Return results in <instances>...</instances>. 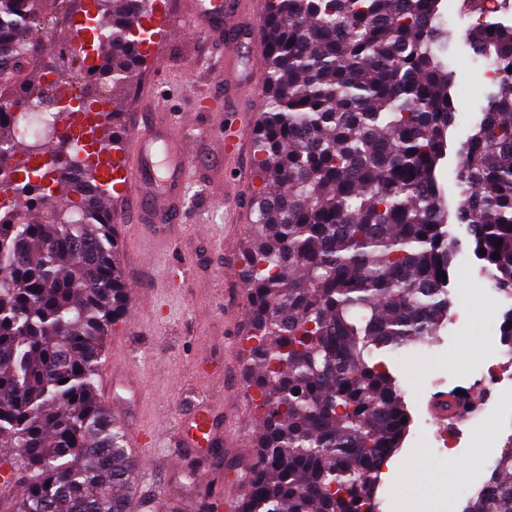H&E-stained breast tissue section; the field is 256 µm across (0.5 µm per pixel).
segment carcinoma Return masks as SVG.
<instances>
[{"label": "carcinoma", "mask_w": 512, "mask_h": 512, "mask_svg": "<svg viewBox=\"0 0 512 512\" xmlns=\"http://www.w3.org/2000/svg\"><path fill=\"white\" fill-rule=\"evenodd\" d=\"M49 0H0V99L28 75L24 30ZM90 0L112 106L135 77L147 3ZM443 0H268L261 20L268 108L255 141V234L237 256L248 303L247 388L257 465L235 512H376L382 466L408 424L378 356L434 342L452 300L466 224L478 258L512 290V26L479 16L462 38L497 77L473 133L455 149L461 200L438 182L455 125V73L441 54ZM18 137L0 111V188L19 181ZM25 179L61 203L32 220L0 202V466L32 474L11 512H130L136 467L96 379L109 328L130 303L98 165L74 159ZM485 254H480V250ZM499 258L494 259L492 255ZM66 383H60V380ZM464 512H512V445Z\"/></svg>", "instance_id": "1"}]
</instances>
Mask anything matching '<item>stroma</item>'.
Masks as SVG:
<instances>
[{"instance_id":"obj_1","label":"stroma","mask_w":512,"mask_h":512,"mask_svg":"<svg viewBox=\"0 0 512 512\" xmlns=\"http://www.w3.org/2000/svg\"><path fill=\"white\" fill-rule=\"evenodd\" d=\"M443 17L450 35L448 64L455 69L458 87L454 99L458 121L448 131L450 145L471 133L487 103L493 85L484 76L487 59L475 56L462 40L475 15L462 0H446ZM154 14H168L177 30L152 48L148 61L139 62L136 80L126 90L116 123L118 139H125L128 124L153 122L180 130L195 147L203 177L189 184L182 204V222L167 243L147 238L136 223V203L112 195L109 206L120 220L115 228L120 241L119 262L137 316H126L108 332L122 339L123 369L132 373L138 395L129 413L113 411L116 420L131 414L149 429H168L155 446L137 460V500L141 512H156L165 495L204 496L207 489L189 478L174 480L170 459L174 443L169 436L183 412L197 396L206 397L237 430L238 408L253 410L244 383L240 355L247 330L248 309L237 303L241 282L224 277L227 265L254 231L250 208L260 185L255 175V128L265 110L262 97L245 95L225 111L201 112L198 98L223 91V51L197 33L189 0H153ZM241 140L237 157L222 152L225 127ZM212 178L228 181L233 193L228 202L215 200L208 188ZM458 244L448 289L453 305L448 323L433 347L410 349L388 360L413 422L396 459L409 472L396 482H381L380 512H397L402 502L416 503L428 479L454 472L452 490L436 494L427 512H463L464 506L491 474L494 460L512 441V349L500 341V325L512 309V299L492 286L491 275L474 254L466 225H450ZM502 366L504 378L492 385L483 369ZM467 389L475 396L478 425L449 419L439 422L430 407L439 392ZM446 425L452 449L433 447V433Z\"/></svg>"}]
</instances>
